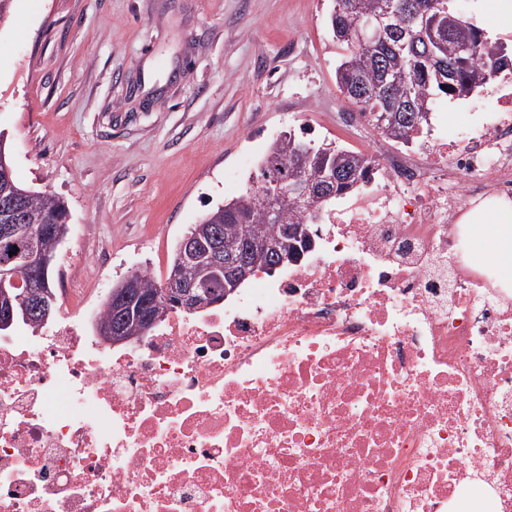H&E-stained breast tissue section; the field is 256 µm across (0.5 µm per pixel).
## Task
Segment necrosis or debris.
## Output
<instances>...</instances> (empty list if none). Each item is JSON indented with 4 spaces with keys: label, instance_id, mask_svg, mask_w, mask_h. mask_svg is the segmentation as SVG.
I'll use <instances>...</instances> for the list:
<instances>
[{
    "label": "necrosis or debris",
    "instance_id": "1",
    "mask_svg": "<svg viewBox=\"0 0 512 512\" xmlns=\"http://www.w3.org/2000/svg\"><path fill=\"white\" fill-rule=\"evenodd\" d=\"M493 107L381 140L298 261L128 350L95 305L0 333V512H512V287L462 221L512 197Z\"/></svg>",
    "mask_w": 512,
    "mask_h": 512
}]
</instances>
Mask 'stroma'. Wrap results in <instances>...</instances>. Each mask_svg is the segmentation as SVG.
<instances>
[{"label":"stroma","instance_id":"obj_1","mask_svg":"<svg viewBox=\"0 0 512 512\" xmlns=\"http://www.w3.org/2000/svg\"><path fill=\"white\" fill-rule=\"evenodd\" d=\"M333 0H13L0 23V131L17 181L61 197L55 290L104 301L166 269L207 210L248 187L241 162L284 132L372 152L338 130ZM487 92L439 98L448 130Z\"/></svg>","mask_w":512,"mask_h":512}]
</instances>
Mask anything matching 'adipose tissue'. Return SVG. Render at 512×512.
Returning a JSON list of instances; mask_svg holds the SVG:
<instances>
[{"label":"adipose tissue","mask_w":512,"mask_h":512,"mask_svg":"<svg viewBox=\"0 0 512 512\" xmlns=\"http://www.w3.org/2000/svg\"><path fill=\"white\" fill-rule=\"evenodd\" d=\"M465 221L476 225L479 245L488 250L490 261L501 275L512 280V249L500 246L501 241L512 238V202H481L469 209Z\"/></svg>","instance_id":"ef3b65f1"}]
</instances>
